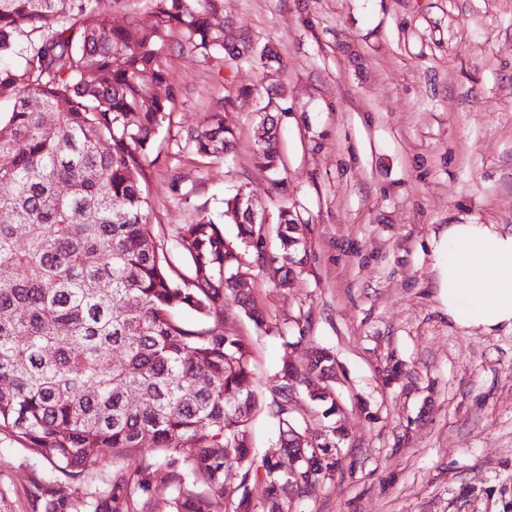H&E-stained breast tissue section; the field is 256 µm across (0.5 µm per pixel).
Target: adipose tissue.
<instances>
[{
    "label": "adipose tissue",
    "instance_id": "adipose-tissue-1",
    "mask_svg": "<svg viewBox=\"0 0 512 512\" xmlns=\"http://www.w3.org/2000/svg\"><path fill=\"white\" fill-rule=\"evenodd\" d=\"M442 248L441 301L448 320L490 334L512 332V230L495 224H452Z\"/></svg>",
    "mask_w": 512,
    "mask_h": 512
}]
</instances>
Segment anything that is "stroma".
Returning a JSON list of instances; mask_svg holds the SVG:
<instances>
[{"label": "stroma", "instance_id": "obj_1", "mask_svg": "<svg viewBox=\"0 0 512 512\" xmlns=\"http://www.w3.org/2000/svg\"><path fill=\"white\" fill-rule=\"evenodd\" d=\"M224 15L274 58L227 67L176 33L165 55L174 131L229 101L235 152L163 148L144 190L167 234L204 218L235 241L223 212L238 192L270 214L292 207L308 230L289 288L242 252L267 329L224 317L226 334L255 341L264 399L284 358L336 357L347 455L292 512H512V333L449 322L437 249L451 224L512 227V0H224ZM269 103L282 109L275 190L255 159ZM47 468L1 433L0 512H33L30 481Z\"/></svg>", "mask_w": 512, "mask_h": 512}]
</instances>
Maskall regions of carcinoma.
Instances as JSON below:
<instances>
[{
  "mask_svg": "<svg viewBox=\"0 0 512 512\" xmlns=\"http://www.w3.org/2000/svg\"><path fill=\"white\" fill-rule=\"evenodd\" d=\"M102 3L0 0V100L11 103L0 112V431L51 466L31 481L35 512H210L215 496L233 512H290L291 493L316 489L342 461L328 438L321 457L298 458L310 444L296 439L292 408L303 385L336 415V358L321 348L300 370L284 364L267 403L252 384L254 340L224 334V314L232 302L264 326L240 250L288 287L306 250L298 214L278 210L275 253L258 200L239 192L224 199L237 243L211 220L168 238L149 224L142 187L156 136L173 125L170 35L226 65L274 53L224 44V0H150L148 25L109 24ZM259 112L257 160L277 174L278 118L268 104ZM235 144L222 104L174 142L202 159ZM177 258L186 273H173ZM263 410L278 421L279 451L260 455L251 426ZM146 440L155 454H143ZM101 448L112 449L109 490L81 496ZM158 464L171 485L162 506L151 495Z\"/></svg>",
  "mask_w": 512,
  "mask_h": 512,
  "instance_id": "1",
  "label": "carcinoma"
}]
</instances>
